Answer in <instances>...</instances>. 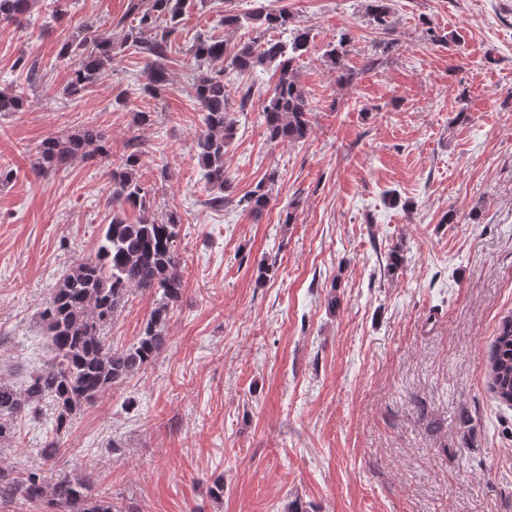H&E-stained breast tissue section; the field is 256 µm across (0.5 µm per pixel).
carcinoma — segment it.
<instances>
[{"label":"carcinoma","mask_w":512,"mask_h":512,"mask_svg":"<svg viewBox=\"0 0 512 512\" xmlns=\"http://www.w3.org/2000/svg\"><path fill=\"white\" fill-rule=\"evenodd\" d=\"M200 2L204 0H129L126 14L117 22L125 28L118 43L112 40V28L94 20L86 22L81 33L64 42L59 51V57L70 63L63 94L81 97L112 73L118 55L132 47L145 58L144 90L160 95L169 80L170 37L184 15ZM31 8L32 0H0V21L20 24L27 20ZM366 10L375 26L389 30V0H367ZM246 19L255 25V37L233 46L220 37H198L187 61L204 112L205 130L197 138L196 152L213 191L210 204L218 207L231 203L228 192L232 189L224 168L234 126L225 95L224 68L241 73L272 65L279 73L259 106L268 142L300 141L311 129V109L296 74L297 62L309 48V32L295 25L294 17L285 10L259 6ZM273 30L288 32L290 38L266 37ZM348 44L343 33L325 53L338 82L350 77ZM25 107L23 94L0 91V113L21 112ZM98 156L112 157V145L103 132L87 128L45 139L38 150V166L58 170L78 158L87 161ZM139 163L140 151L134 140L121 162L112 167V219L95 255L71 266L41 305V331L51 358L32 371L20 388L0 378V445L17 442L18 420L37 412L47 400L54 407L55 434L66 433L82 407L145 370L167 345L169 316L183 291L176 246L181 218L172 211L160 222L145 216L135 224L127 221L123 205L143 213L151 207V190L138 176ZM236 204L259 216L268 205V193L260 183ZM135 289L155 293L154 308L138 341L117 349L108 342L105 329ZM487 386L499 404L512 407V314L502 318L488 350ZM91 482L89 473L38 469L12 475L0 467V500L27 503L48 497L57 512H123L112 501L92 496Z\"/></svg>","instance_id":"carcinoma-1"}]
</instances>
